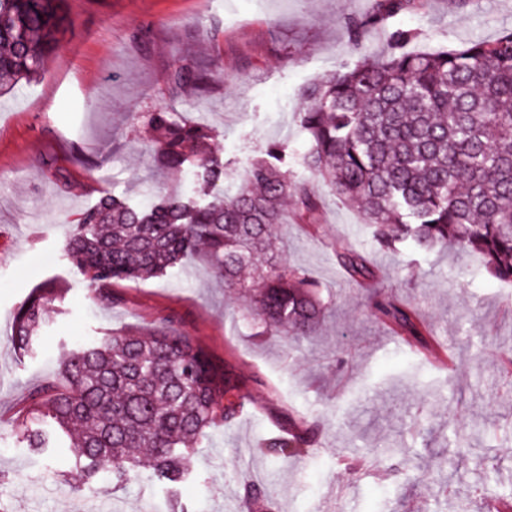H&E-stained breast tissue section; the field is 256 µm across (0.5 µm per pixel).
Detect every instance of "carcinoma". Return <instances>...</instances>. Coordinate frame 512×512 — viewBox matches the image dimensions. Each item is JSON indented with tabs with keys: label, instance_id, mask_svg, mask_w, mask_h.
Returning a JSON list of instances; mask_svg holds the SVG:
<instances>
[{
	"label": "carcinoma",
	"instance_id": "cac0c4a2",
	"mask_svg": "<svg viewBox=\"0 0 512 512\" xmlns=\"http://www.w3.org/2000/svg\"><path fill=\"white\" fill-rule=\"evenodd\" d=\"M362 31L406 10L414 0H372ZM65 24L59 0H0V94L36 80L57 55ZM180 89H202L209 74L189 63L169 75ZM299 113L310 147L303 166L339 199L364 211L383 249L403 244L416 253L456 245L479 254L489 274L512 284V30L460 49L370 55L307 87ZM153 162L184 173L188 192L132 205L103 195L63 244L66 258L112 303L111 287L157 277L200 253L230 291H251L252 314L263 332L299 341L314 335L323 315L320 284L278 258L272 230L283 223L285 199L294 217L318 224L315 185L288 181L280 164L286 144L268 145L241 172L209 151L208 127L181 119L170 107L148 114ZM336 261L353 281L374 278L368 254L347 247ZM257 272L250 290L240 274ZM53 300L48 288L19 307L14 344L27 349ZM373 312L411 347L427 327L413 305L376 292ZM60 371L68 388L48 382L35 391L21 426L42 447L39 423L51 419L85 460L92 478L112 474L121 485L146 472L165 484L188 475L186 459L217 423L241 409L234 379L174 316L149 329H125L74 345ZM312 430L277 435L269 447L288 456L306 452ZM254 512H272L264 490L249 486Z\"/></svg>",
	"mask_w": 512,
	"mask_h": 512
}]
</instances>
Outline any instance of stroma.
Wrapping results in <instances>:
<instances>
[{
    "label": "stroma",
    "instance_id": "obj_1",
    "mask_svg": "<svg viewBox=\"0 0 512 512\" xmlns=\"http://www.w3.org/2000/svg\"><path fill=\"white\" fill-rule=\"evenodd\" d=\"M69 19L60 52L39 78L0 97V512H248L247 482L277 512H495L512 495V286L479 274L474 254L378 248L365 216L322 189V221L278 229V254L323 286L319 334L296 343L260 336L247 300L225 292L199 256L145 281L113 287L111 308L62 256L66 234L103 192L146 203L187 186L157 168L146 119L168 106L214 130L215 157L248 166L269 142L287 144L283 167L309 180L302 92L388 51L410 32L407 52L491 41L512 29V0H420L367 27L354 46L346 24L369 0H62ZM182 60L211 73L202 96L173 93ZM366 250L374 288L349 283L335 249ZM49 288L54 302L29 352L11 339L21 304ZM417 305L432 330L420 353L391 335L368 306L373 290ZM181 319L232 373L248 406L212 427L168 494L149 477L114 487L83 479L69 448H32L19 433L31 394L57 379L69 346L104 330ZM320 422L308 455L259 453L278 429ZM469 437L447 440L449 423Z\"/></svg>",
    "mask_w": 512,
    "mask_h": 512
}]
</instances>
